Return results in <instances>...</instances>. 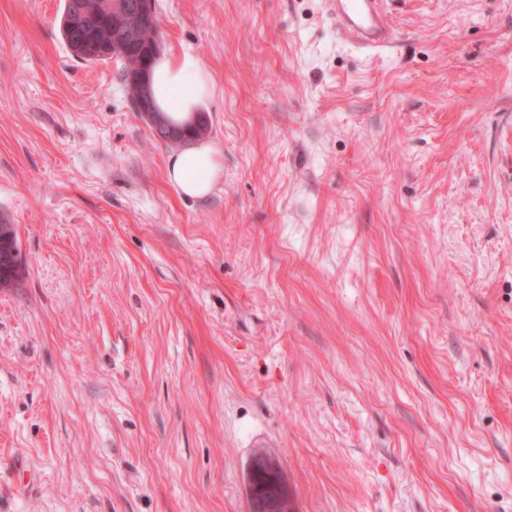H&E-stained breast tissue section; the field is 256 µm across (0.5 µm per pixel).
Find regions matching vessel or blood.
Returning <instances> with one entry per match:
<instances>
[{"mask_svg":"<svg viewBox=\"0 0 512 512\" xmlns=\"http://www.w3.org/2000/svg\"><path fill=\"white\" fill-rule=\"evenodd\" d=\"M389 0H326L339 34L353 44L378 51L394 41V29L386 9Z\"/></svg>","mask_w":512,"mask_h":512,"instance_id":"vessel-or-blood-1","label":"vessel or blood"}]
</instances>
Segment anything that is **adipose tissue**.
<instances>
[{
  "mask_svg": "<svg viewBox=\"0 0 512 512\" xmlns=\"http://www.w3.org/2000/svg\"><path fill=\"white\" fill-rule=\"evenodd\" d=\"M150 80L158 109L178 123L187 121L213 94L210 71L191 52L157 58ZM221 173L220 153L207 142L173 153L168 159L169 182L190 198L206 196Z\"/></svg>",
  "mask_w": 512,
  "mask_h": 512,
  "instance_id": "ef3b65f1",
  "label": "adipose tissue"
}]
</instances>
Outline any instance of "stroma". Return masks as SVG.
I'll return each mask as SVG.
<instances>
[{
  "label": "stroma",
  "instance_id": "1",
  "mask_svg": "<svg viewBox=\"0 0 512 512\" xmlns=\"http://www.w3.org/2000/svg\"><path fill=\"white\" fill-rule=\"evenodd\" d=\"M64 0H0V512H512V0H155L214 79L201 199ZM395 1L326 0V4L344 39L368 51H378L394 41L395 31L385 5ZM167 178L181 195L190 198L206 196L220 178V152L210 143L199 145L169 156ZM247 495L253 512H294L279 462L265 451L257 452L247 469Z\"/></svg>",
  "mask_w": 512,
  "mask_h": 512
}]
</instances>
